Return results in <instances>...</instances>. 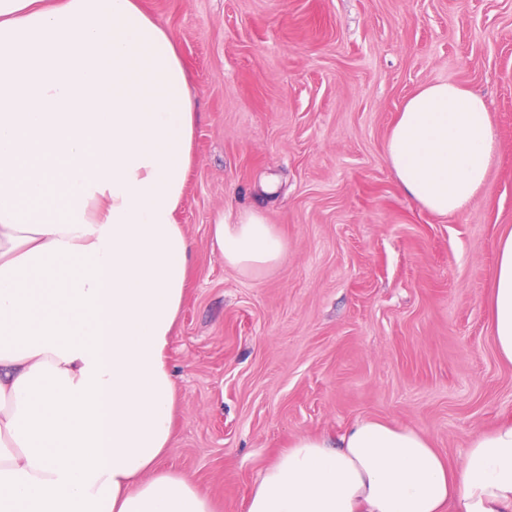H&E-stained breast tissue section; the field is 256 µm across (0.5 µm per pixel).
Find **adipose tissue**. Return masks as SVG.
I'll return each mask as SVG.
<instances>
[{"label": "adipose tissue", "instance_id": "ef3b65f1", "mask_svg": "<svg viewBox=\"0 0 512 512\" xmlns=\"http://www.w3.org/2000/svg\"><path fill=\"white\" fill-rule=\"evenodd\" d=\"M198 118L178 44L140 0H0V512H216L162 464ZM495 149L483 98L450 82L410 96L386 143L399 185L443 216L475 199ZM211 236L244 272L286 251L255 211L216 216ZM497 255L489 317L512 364V230ZM247 512H512V416L454 464L376 419L298 437Z\"/></svg>", "mask_w": 512, "mask_h": 512}]
</instances>
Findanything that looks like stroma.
Listing matches in <instances>:
<instances>
[{
	"instance_id": "stroma-1",
	"label": "stroma",
	"mask_w": 512,
	"mask_h": 512,
	"mask_svg": "<svg viewBox=\"0 0 512 512\" xmlns=\"http://www.w3.org/2000/svg\"><path fill=\"white\" fill-rule=\"evenodd\" d=\"M175 36L201 118L178 221L195 245L167 350L177 387L166 466L220 512H246L301 435L377 418L457 462L512 415V364L488 298L512 228V0H142ZM480 92L497 153L477 197L439 216L386 160L407 98ZM263 215L286 245L245 273L216 215Z\"/></svg>"
}]
</instances>
